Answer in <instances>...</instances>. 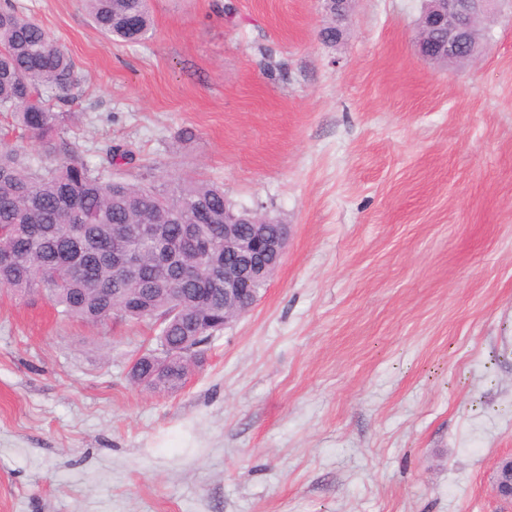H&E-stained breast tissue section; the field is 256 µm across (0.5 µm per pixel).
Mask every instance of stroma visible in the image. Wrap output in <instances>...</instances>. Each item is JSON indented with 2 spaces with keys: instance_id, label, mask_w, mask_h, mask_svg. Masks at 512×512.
Returning a JSON list of instances; mask_svg holds the SVG:
<instances>
[{
  "instance_id": "obj_1",
  "label": "stroma",
  "mask_w": 512,
  "mask_h": 512,
  "mask_svg": "<svg viewBox=\"0 0 512 512\" xmlns=\"http://www.w3.org/2000/svg\"><path fill=\"white\" fill-rule=\"evenodd\" d=\"M74 59L68 137L113 177L204 180L290 225L256 307L172 393L150 331L0 291V512H512V0L471 63L423 0H150L107 43L80 0H15ZM493 486L497 495L512 500V453L498 460L493 475Z\"/></svg>"
}]
</instances>
